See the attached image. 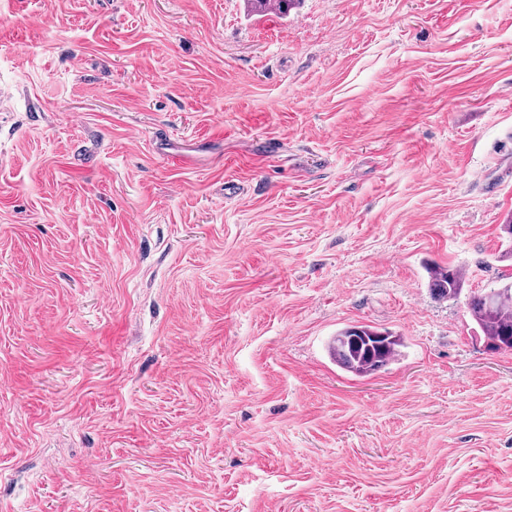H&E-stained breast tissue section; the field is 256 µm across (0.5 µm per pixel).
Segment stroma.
Instances as JSON below:
<instances>
[{
	"instance_id": "1",
	"label": "stroma",
	"mask_w": 512,
	"mask_h": 512,
	"mask_svg": "<svg viewBox=\"0 0 512 512\" xmlns=\"http://www.w3.org/2000/svg\"><path fill=\"white\" fill-rule=\"evenodd\" d=\"M510 216L512 0H0V512H512ZM464 277L458 268L436 267L430 272L429 286L439 297H456L462 290ZM468 309L490 348L512 350V282L471 295ZM400 345L398 336L368 325H356L339 329L331 338L330 349L341 367L366 376L392 361Z\"/></svg>"
}]
</instances>
